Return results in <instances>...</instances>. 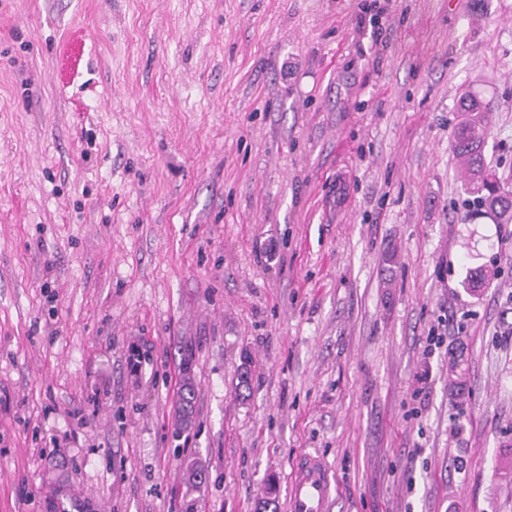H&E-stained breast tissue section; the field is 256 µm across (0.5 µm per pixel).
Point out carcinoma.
Wrapping results in <instances>:
<instances>
[{"mask_svg": "<svg viewBox=\"0 0 512 512\" xmlns=\"http://www.w3.org/2000/svg\"><path fill=\"white\" fill-rule=\"evenodd\" d=\"M461 119L458 123L454 151L466 160V177L470 189L479 194V202L498 223L512 221V193L499 187L487 168L482 153L486 128L490 117V106L475 93H466L460 98ZM196 390L192 378L187 376L180 391L177 414L180 424L191 422Z\"/></svg>", "mask_w": 512, "mask_h": 512, "instance_id": "carcinoma-1", "label": "carcinoma"}]
</instances>
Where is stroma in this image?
<instances>
[{"instance_id":"obj_1","label":"stroma","mask_w":512,"mask_h":512,"mask_svg":"<svg viewBox=\"0 0 512 512\" xmlns=\"http://www.w3.org/2000/svg\"><path fill=\"white\" fill-rule=\"evenodd\" d=\"M468 90L512 191V0H0V512H512ZM195 399V386L188 374L184 378L177 405V414L181 425L187 426L191 422ZM336 477L322 457L306 455L296 465L288 487L289 512H329Z\"/></svg>"}]
</instances>
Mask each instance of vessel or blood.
Returning <instances> with one entry per match:
<instances>
[{"instance_id": "obj_1", "label": "vessel or blood", "mask_w": 512, "mask_h": 512, "mask_svg": "<svg viewBox=\"0 0 512 512\" xmlns=\"http://www.w3.org/2000/svg\"><path fill=\"white\" fill-rule=\"evenodd\" d=\"M336 477L322 457L306 455L296 465L288 487V512H330Z\"/></svg>"}]
</instances>
